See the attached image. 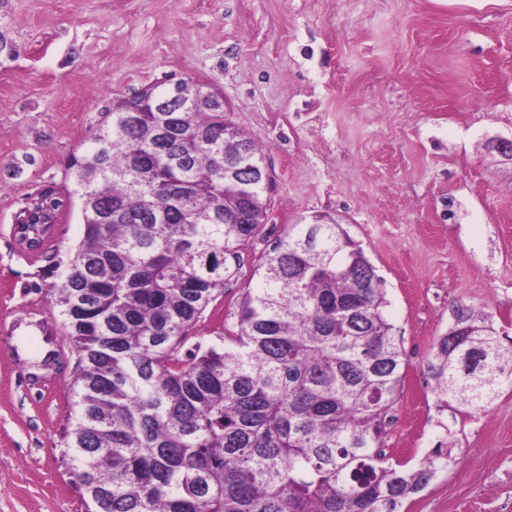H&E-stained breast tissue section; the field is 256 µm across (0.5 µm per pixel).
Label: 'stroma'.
<instances>
[{"instance_id":"stroma-1","label":"stroma","mask_w":512,"mask_h":512,"mask_svg":"<svg viewBox=\"0 0 512 512\" xmlns=\"http://www.w3.org/2000/svg\"><path fill=\"white\" fill-rule=\"evenodd\" d=\"M217 88L270 170L269 221L343 224L385 280L407 356L385 447L424 457L427 363L458 309L512 341V0H0V512H86L70 466L77 355L54 308L51 256L80 242L71 201L27 252L15 218L68 168L117 100L156 83ZM242 282L193 329L236 324ZM52 336L33 366L26 337ZM447 468L405 512L512 502V393L448 405Z\"/></svg>"}]
</instances>
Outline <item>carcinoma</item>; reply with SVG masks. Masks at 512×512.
I'll return each instance as SVG.
<instances>
[{
	"instance_id": "cac0c4a2",
	"label": "carcinoma",
	"mask_w": 512,
	"mask_h": 512,
	"mask_svg": "<svg viewBox=\"0 0 512 512\" xmlns=\"http://www.w3.org/2000/svg\"><path fill=\"white\" fill-rule=\"evenodd\" d=\"M120 100L72 157L83 236L52 283L77 354L72 469L89 512H401L438 465L391 462L385 424L406 362L383 278L341 224L283 229L252 272L236 330L190 331L270 236L269 201L224 167L264 164L222 109ZM63 200L41 190L37 249ZM487 315L457 310L433 346L440 400L482 412L512 384Z\"/></svg>"
}]
</instances>
